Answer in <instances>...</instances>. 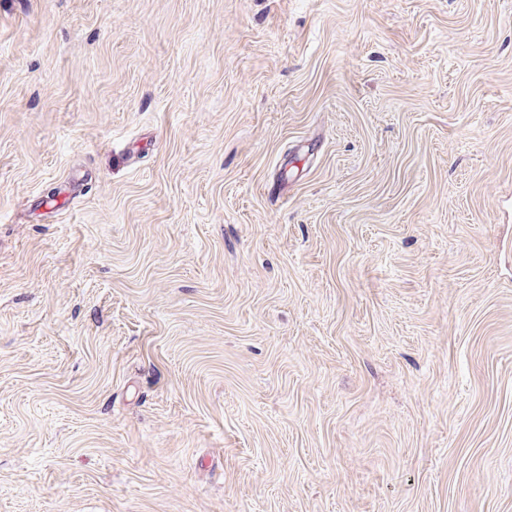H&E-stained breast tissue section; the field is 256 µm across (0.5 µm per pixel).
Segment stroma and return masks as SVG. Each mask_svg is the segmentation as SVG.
Wrapping results in <instances>:
<instances>
[{"instance_id": "stroma-1", "label": "stroma", "mask_w": 512, "mask_h": 512, "mask_svg": "<svg viewBox=\"0 0 512 512\" xmlns=\"http://www.w3.org/2000/svg\"><path fill=\"white\" fill-rule=\"evenodd\" d=\"M0 512H512V0H0Z\"/></svg>"}]
</instances>
